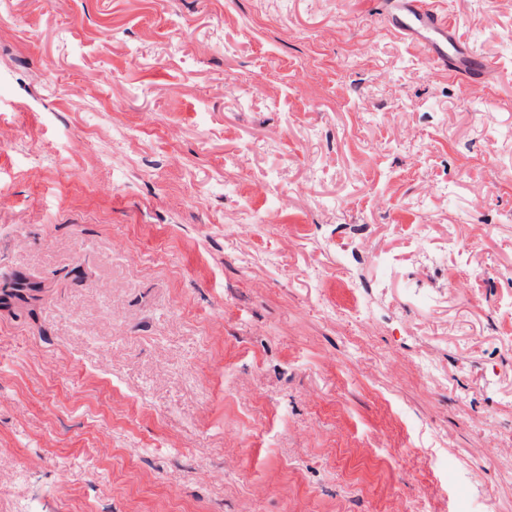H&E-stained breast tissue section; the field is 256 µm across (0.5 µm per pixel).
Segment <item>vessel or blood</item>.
<instances>
[{
    "label": "vessel or blood",
    "mask_w": 512,
    "mask_h": 512,
    "mask_svg": "<svg viewBox=\"0 0 512 512\" xmlns=\"http://www.w3.org/2000/svg\"><path fill=\"white\" fill-rule=\"evenodd\" d=\"M381 17L449 78L462 83L494 78V63L463 47L457 37V17L442 10L438 0H381Z\"/></svg>",
    "instance_id": "b4317fda"
}]
</instances>
